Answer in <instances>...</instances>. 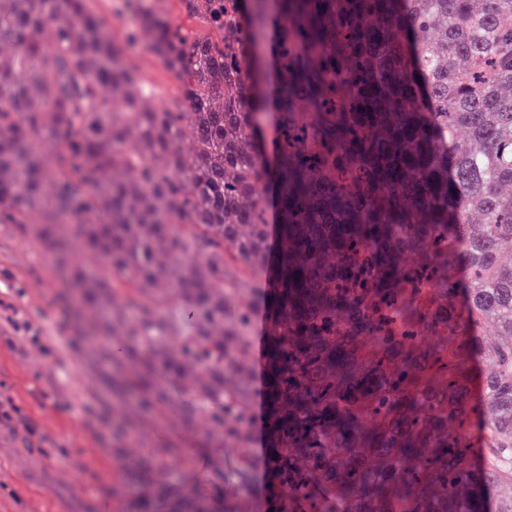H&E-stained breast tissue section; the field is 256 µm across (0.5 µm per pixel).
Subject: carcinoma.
<instances>
[{"mask_svg":"<svg viewBox=\"0 0 512 512\" xmlns=\"http://www.w3.org/2000/svg\"><path fill=\"white\" fill-rule=\"evenodd\" d=\"M91 2L0 0V206L112 324L104 357L151 349L127 392L161 413L180 393L249 484L259 304L285 512H512V0H186L217 38L163 14L127 35L182 81L169 108ZM274 26L276 271L255 288L265 103L245 59ZM450 340L492 365L482 401ZM168 467L151 457L131 512H248L185 497Z\"/></svg>","mask_w":512,"mask_h":512,"instance_id":"1","label":"carcinoma"}]
</instances>
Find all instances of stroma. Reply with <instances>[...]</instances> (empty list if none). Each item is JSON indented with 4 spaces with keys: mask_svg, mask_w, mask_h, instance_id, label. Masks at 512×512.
<instances>
[{
    "mask_svg": "<svg viewBox=\"0 0 512 512\" xmlns=\"http://www.w3.org/2000/svg\"><path fill=\"white\" fill-rule=\"evenodd\" d=\"M93 6L126 62L154 86L157 105L169 106L178 81L144 43L124 39L137 15L123 0ZM0 297L41 334L39 343L0 351V392L21 408L20 421L0 426V512H104L109 504L128 512L140 492L137 463L158 448L171 453V482L197 497L213 493L214 463L235 450L213 447L202 425L185 423L179 412L158 417L118 395L149 350L139 349L121 369L102 356L99 344L111 330L56 277L31 226L0 222ZM77 385L80 405L70 396Z\"/></svg>",
    "mask_w": 512,
    "mask_h": 512,
    "instance_id": "obj_1",
    "label": "stroma"
}]
</instances>
